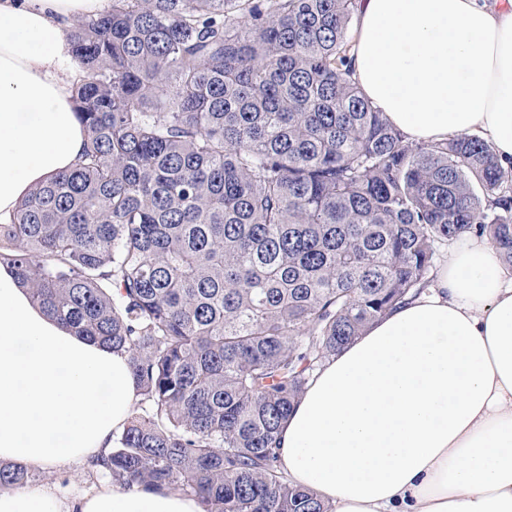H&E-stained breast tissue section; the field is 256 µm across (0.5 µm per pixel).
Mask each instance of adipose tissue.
<instances>
[{
	"label": "adipose tissue",
	"instance_id": "1",
	"mask_svg": "<svg viewBox=\"0 0 512 512\" xmlns=\"http://www.w3.org/2000/svg\"><path fill=\"white\" fill-rule=\"evenodd\" d=\"M106 0H0V223L87 139L68 28ZM359 87L413 142L476 135L512 164V0H359ZM139 389L129 356L48 316L0 263V461L107 453ZM279 469L332 512H512V269L463 234L427 289L317 370ZM0 512H202L167 488H1Z\"/></svg>",
	"mask_w": 512,
	"mask_h": 512
}]
</instances>
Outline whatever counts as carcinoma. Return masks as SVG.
I'll return each mask as SVG.
<instances>
[{"instance_id": "carcinoma-1", "label": "carcinoma", "mask_w": 512, "mask_h": 512, "mask_svg": "<svg viewBox=\"0 0 512 512\" xmlns=\"http://www.w3.org/2000/svg\"><path fill=\"white\" fill-rule=\"evenodd\" d=\"M357 0H108L69 32L80 162L0 223L34 302L130 357L140 411L89 471L203 512H329L278 469L313 372L487 236L512 170L413 144L358 88ZM36 475L0 464V487Z\"/></svg>"}]
</instances>
